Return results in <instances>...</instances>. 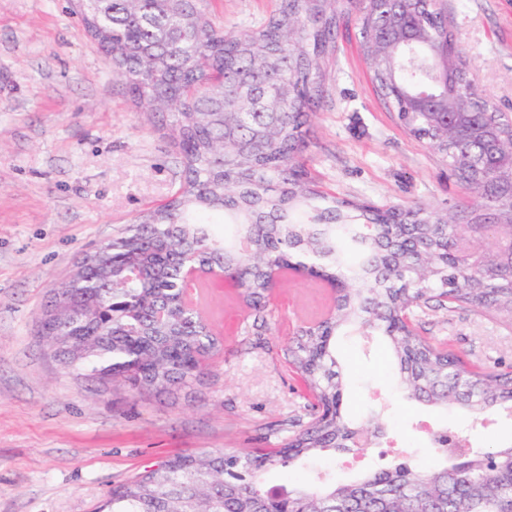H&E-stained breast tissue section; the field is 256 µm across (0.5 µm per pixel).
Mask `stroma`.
<instances>
[{
  "instance_id": "35a3bbf8",
  "label": "stroma",
  "mask_w": 512,
  "mask_h": 512,
  "mask_svg": "<svg viewBox=\"0 0 512 512\" xmlns=\"http://www.w3.org/2000/svg\"><path fill=\"white\" fill-rule=\"evenodd\" d=\"M276 0H201L227 28L257 23ZM482 95L512 112V0H442ZM328 95L307 130V167L323 190L379 206L453 207L447 167L406 133L375 92L356 23L336 36ZM182 180L179 157L132 106L65 0H0V512H94L115 485L177 454L278 448L310 419L311 398L286 347L325 311L318 280L273 288L261 335L229 282L209 313L224 352L202 382L136 395L73 370L43 342L52 288L82 256L163 202ZM422 335L490 368L512 360V320L432 305ZM352 421L385 410L394 427L365 451L315 471L342 480L369 465L421 462L433 429L458 416L398 396L382 337H337Z\"/></svg>"
}]
</instances>
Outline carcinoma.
<instances>
[{
    "label": "carcinoma",
    "instance_id": "obj_1",
    "mask_svg": "<svg viewBox=\"0 0 512 512\" xmlns=\"http://www.w3.org/2000/svg\"><path fill=\"white\" fill-rule=\"evenodd\" d=\"M71 8L110 52L112 76L136 110L177 149L182 183L53 289L41 336L64 363L137 395L200 381L223 342L187 300L190 267L235 274L257 325L266 322L273 266H304L342 285L333 315L288 344L318 405L298 435L270 450L176 455L113 488L97 512H452L457 499L465 512H512V436L448 465L442 432L420 465L342 483L317 475L279 492L263 480L351 448L361 430L385 434L380 412L357 427L341 413L338 336L385 338L407 399L473 422L512 404V367L469 366L406 324L430 301L512 317V261L457 246L512 233V115L473 83L441 0H278L264 21L237 31L198 0H71ZM350 13L376 90L464 189L454 213L340 199L307 177L306 126ZM131 267L141 279L125 278Z\"/></svg>",
    "mask_w": 512,
    "mask_h": 512
}]
</instances>
